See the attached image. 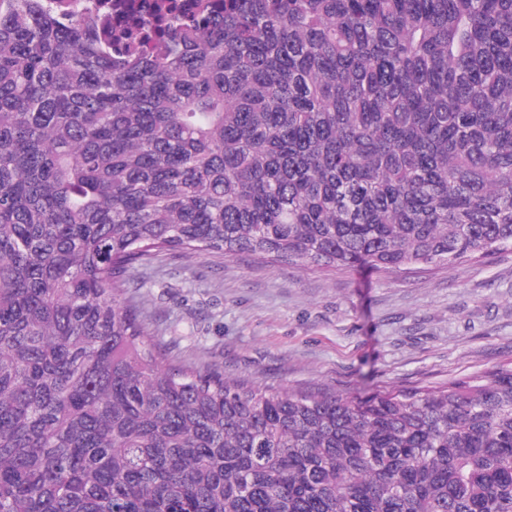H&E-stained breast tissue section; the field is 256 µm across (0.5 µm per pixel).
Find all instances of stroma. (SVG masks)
Listing matches in <instances>:
<instances>
[{
  "label": "stroma",
  "mask_w": 512,
  "mask_h": 512,
  "mask_svg": "<svg viewBox=\"0 0 512 512\" xmlns=\"http://www.w3.org/2000/svg\"><path fill=\"white\" fill-rule=\"evenodd\" d=\"M127 291L168 361L255 382L361 394L512 361V248L393 274L161 253Z\"/></svg>",
  "instance_id": "1"
}]
</instances>
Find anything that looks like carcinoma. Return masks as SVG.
I'll list each match as a JSON object with an SVG mask.
<instances>
[{
  "label": "carcinoma",
  "instance_id": "cac0c4a2",
  "mask_svg": "<svg viewBox=\"0 0 512 512\" xmlns=\"http://www.w3.org/2000/svg\"><path fill=\"white\" fill-rule=\"evenodd\" d=\"M157 56L0 0V512H512V362L365 396L171 363L165 251L512 247V0H224Z\"/></svg>",
  "mask_w": 512,
  "mask_h": 512
}]
</instances>
